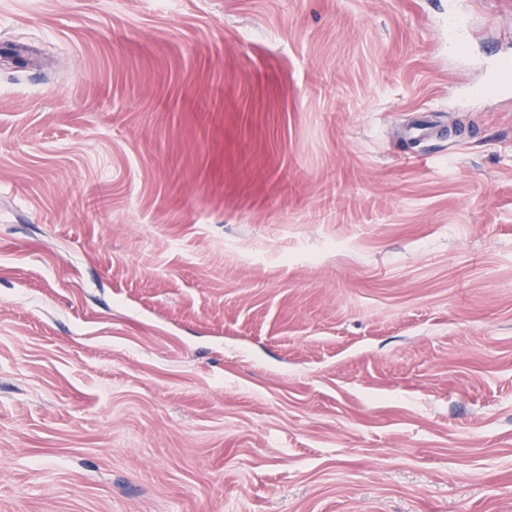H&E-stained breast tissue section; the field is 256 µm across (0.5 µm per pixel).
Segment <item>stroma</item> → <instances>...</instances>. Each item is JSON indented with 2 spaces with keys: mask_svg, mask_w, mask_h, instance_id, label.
<instances>
[{
  "mask_svg": "<svg viewBox=\"0 0 512 512\" xmlns=\"http://www.w3.org/2000/svg\"><path fill=\"white\" fill-rule=\"evenodd\" d=\"M452 2L0 0V512H512V0Z\"/></svg>",
  "mask_w": 512,
  "mask_h": 512,
  "instance_id": "1",
  "label": "stroma"
}]
</instances>
